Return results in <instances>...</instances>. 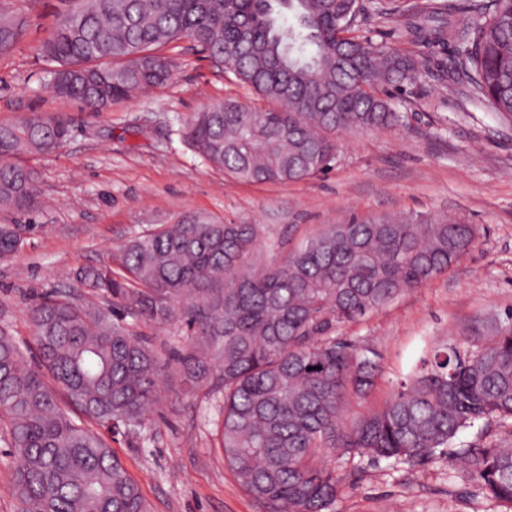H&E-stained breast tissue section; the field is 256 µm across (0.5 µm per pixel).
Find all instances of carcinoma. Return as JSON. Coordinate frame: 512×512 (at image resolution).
I'll use <instances>...</instances> for the list:
<instances>
[{
  "mask_svg": "<svg viewBox=\"0 0 512 512\" xmlns=\"http://www.w3.org/2000/svg\"><path fill=\"white\" fill-rule=\"evenodd\" d=\"M479 20L457 28L454 5L432 0L381 14L413 42L449 37L445 71L512 123V0H473ZM365 0H75L39 51L53 92L104 112L172 80L165 49L190 39L267 103L226 99L194 113L184 136L212 167L238 181L289 183L328 170L336 132L397 128L405 114L383 96L426 74L412 55L345 33ZM25 24L0 10V55ZM69 124L34 114L0 123V208L41 206L38 170L24 157L53 153ZM33 224H0V259ZM261 224L206 213L159 224L124 243L116 266L91 265L77 281L98 301L54 292L29 313L35 362L0 329V430L18 459L17 512H150L104 434L137 435L160 399L157 357L125 315L185 321L187 373L223 394L220 445L241 488L266 512H334L340 459H459L486 496L512 509V440L455 446L479 423L512 422V310L481 336L431 352L376 408L347 416L377 388L372 343L336 335L402 294L445 274L479 228L428 215L353 217L326 224L269 263L251 258ZM123 301L117 308L114 300Z\"/></svg>",
  "mask_w": 512,
  "mask_h": 512,
  "instance_id": "1",
  "label": "carcinoma"
}]
</instances>
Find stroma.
I'll use <instances>...</instances> for the list:
<instances>
[{
  "label": "stroma",
  "instance_id": "obj_1",
  "mask_svg": "<svg viewBox=\"0 0 512 512\" xmlns=\"http://www.w3.org/2000/svg\"><path fill=\"white\" fill-rule=\"evenodd\" d=\"M390 0H374L358 35L425 63L450 58L451 47L403 41L380 16ZM22 14L23 40L0 56V122L31 113L58 114L70 133L52 154L30 158L47 203L20 216L0 209V223L35 225L20 253L0 261V328L33 354L30 305L54 290L80 296L84 266L109 262L129 238L155 224L205 212L234 224L266 225L259 260L270 243L297 244L320 225L354 216L428 213L483 227L469 253L447 274L409 291L366 321L338 328L372 340L381 376L370 405L408 374L427 349L466 336L477 321L512 308V126L501 125L463 88L428 76L388 88L406 115L397 129L336 135L339 154L327 171L295 183H247L210 167L183 138L193 112L236 98L255 99L227 69L216 68L190 40L172 55L175 79L135 98L89 112L59 99L46 80L38 47L69 0H0ZM161 363V401L141 436L110 444L153 512H263L224 462L219 444L223 397L187 380L181 358L192 339L182 321L158 324L126 317ZM344 478L335 512H503L470 481L464 466L434 456L393 465L355 457L332 459Z\"/></svg>",
  "mask_w": 512,
  "mask_h": 512
}]
</instances>
